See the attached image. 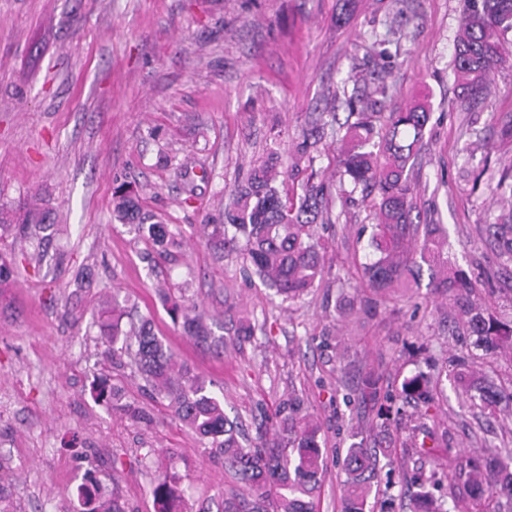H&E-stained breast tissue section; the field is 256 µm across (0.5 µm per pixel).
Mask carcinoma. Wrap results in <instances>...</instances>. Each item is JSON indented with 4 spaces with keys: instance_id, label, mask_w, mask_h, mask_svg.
<instances>
[{
    "instance_id": "cac0c4a2",
    "label": "carcinoma",
    "mask_w": 512,
    "mask_h": 512,
    "mask_svg": "<svg viewBox=\"0 0 512 512\" xmlns=\"http://www.w3.org/2000/svg\"><path fill=\"white\" fill-rule=\"evenodd\" d=\"M512 31V0H466V9L455 46L454 72L461 88V106L474 109L490 96L495 72L512 57V43L505 36ZM375 113L358 111L355 122L339 126L341 170L331 187L313 169L312 152L324 135L316 127L303 135L287 161L272 157L253 165L245 180L231 190L232 201L224 207L222 223L213 233L222 245L241 248L243 276L258 278L288 301L308 293L326 270V254L316 239L315 228L333 223V193H348L346 185L362 186L374 195L373 233L369 247L372 258L362 265L361 277L375 293L406 294L420 286L423 271L429 272L428 287L446 294L460 306L477 343L485 351H512V320L504 321L490 307L471 300L478 284L465 271L448 262L447 237L440 224H422L415 214V183L410 160L418 155L430 112L423 104L390 112L382 127L374 123ZM113 213L124 224L147 231L158 246L157 255L172 264L177 258L165 249L170 231L160 222H148L139 206V193L125 188L115 193ZM47 213L33 204L21 224L20 237L34 240ZM486 230L498 246L499 256L512 263V214ZM174 319H182L184 333L200 343L209 331L197 315H190L181 299L164 294ZM101 331L112 345L134 351L138 372L169 400L173 417L211 440L212 453L224 462V469L253 491L250 499L232 495L224 499V512H316V492L322 473L320 425L300 404L288 403L285 416L272 437L244 445L237 437L236 424L224 414L221 401L207 388L206 381L183 370L173 375L174 355L153 332L149 321L141 323L134 335L122 332L123 312L117 304L101 313ZM470 401L487 406L496 394L493 383L469 374L463 368L454 374ZM401 392L428 408L433 403L432 379L418 372L403 379ZM361 395L376 402L382 397L378 379L369 373L362 382ZM396 438L389 424L377 426L370 444L353 443L343 460L345 480L341 512H367L370 480L379 456H389ZM454 494L478 498V491L506 492L512 506V448H487L480 454L448 458ZM155 494L159 512H171L174 494L167 477L159 479ZM413 512H446L441 501L421 490Z\"/></svg>"
}]
</instances>
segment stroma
Masks as SVG:
<instances>
[{
  "label": "stroma",
  "mask_w": 512,
  "mask_h": 512,
  "mask_svg": "<svg viewBox=\"0 0 512 512\" xmlns=\"http://www.w3.org/2000/svg\"><path fill=\"white\" fill-rule=\"evenodd\" d=\"M464 10L465 0H359L347 14L339 0H0V206L17 216L36 194L50 214L39 262L35 243L0 229V512H83L86 489L124 512H156L162 471L181 512H222L229 491L245 494L129 358L106 353L93 316L115 300L152 322L250 438L301 401L322 427L319 512H341L346 450L385 420L399 438L419 425L432 438L429 453L400 446L381 460L371 512H410L429 478L449 510L502 512L498 496L450 501L446 458L512 446V359L477 356L444 295L421 287L380 299L361 283L371 197L337 199L340 220L318 230L324 281L293 302L246 281L237 253L203 231L250 167L287 155L319 112L346 119L348 99L363 93L382 113L424 98L414 202L444 225L481 298L512 319V288L484 286L502 263L486 226L512 213L495 191L512 165L498 124L512 113V67L487 103L462 110L453 64ZM122 184L168 225L177 264L148 263L150 243L115 219ZM164 288L195 306L213 342L184 335ZM242 323L251 336L231 335ZM472 354L476 374L502 392L483 410L452 378ZM420 370L440 379L429 409L400 393ZM370 371L389 396L365 404Z\"/></svg>",
  "instance_id": "stroma-1"
}]
</instances>
